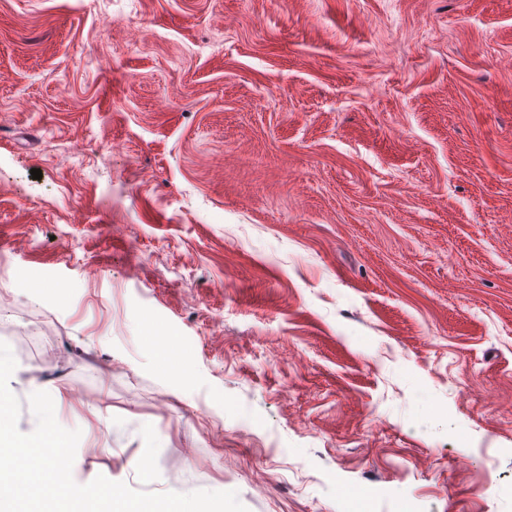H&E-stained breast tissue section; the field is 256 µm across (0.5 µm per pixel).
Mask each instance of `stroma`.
Returning a JSON list of instances; mask_svg holds the SVG:
<instances>
[{"instance_id": "1", "label": "stroma", "mask_w": 512, "mask_h": 512, "mask_svg": "<svg viewBox=\"0 0 512 512\" xmlns=\"http://www.w3.org/2000/svg\"><path fill=\"white\" fill-rule=\"evenodd\" d=\"M30 320L74 478L512 512V0H0Z\"/></svg>"}]
</instances>
